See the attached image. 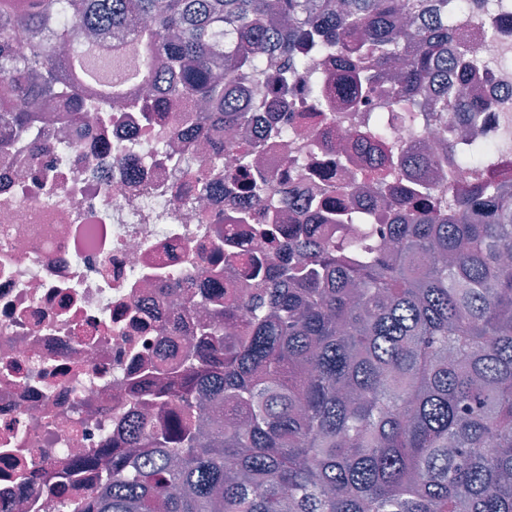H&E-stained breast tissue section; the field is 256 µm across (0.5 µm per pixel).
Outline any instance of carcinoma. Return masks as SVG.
Returning <instances> with one entry per match:
<instances>
[{
	"label": "carcinoma",
	"mask_w": 512,
	"mask_h": 512,
	"mask_svg": "<svg viewBox=\"0 0 512 512\" xmlns=\"http://www.w3.org/2000/svg\"><path fill=\"white\" fill-rule=\"evenodd\" d=\"M488 0H0V153L22 137L52 147L48 127L140 112L147 125L201 103L194 122L224 131L256 112H292L316 57L343 63L327 99L358 103L391 80L401 122L416 126L426 91L443 150L491 104L471 96L489 44L448 45ZM93 46L119 78L106 95L82 80L68 47ZM57 103L61 112L15 107ZM394 220L391 247L368 232L340 240L263 225L245 261L261 286L208 308L163 391L145 378L123 451L97 471L104 492L77 512H512V181L494 176L496 142L466 141L459 188L426 178L418 149L393 165L382 121L358 134ZM186 172L206 190L220 174L253 209L272 206L276 178L254 155Z\"/></svg>",
	"instance_id": "cac0c4a2"
}]
</instances>
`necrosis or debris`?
Listing matches in <instances>:
<instances>
[{"instance_id": "4bbe7bcc", "label": "necrosis or debris", "mask_w": 512, "mask_h": 512, "mask_svg": "<svg viewBox=\"0 0 512 512\" xmlns=\"http://www.w3.org/2000/svg\"><path fill=\"white\" fill-rule=\"evenodd\" d=\"M511 17L512 0H503L466 28L470 43L493 35L488 81L476 89L495 106L478 129L491 140L512 129V29L502 25ZM392 94L391 85H381L364 108L347 113L332 146L322 123L285 142L266 138L275 120L266 112L253 129L224 136L225 163L256 145L268 173L293 166L304 175L291 206L234 225L224 252L255 249L262 224L359 235V224L321 223L308 198L321 189L319 170L345 167L360 122L383 118L399 154L428 142L432 114L421 112L418 127L402 125L388 107ZM212 137L202 129L177 139L129 112L119 123L62 133L60 148L48 155H33L19 141L0 160V512H71L77 490L95 487L94 479L79 478L48 493L44 483L48 473L69 470L74 455L123 432L136 381L148 377L162 387L157 367L178 359L185 338L195 335L205 318L196 306L177 335L166 334L174 307L161 289L179 283L255 294L247 265L228 276L211 255L214 231L235 199L223 179L213 178L203 192L184 175V161L204 164L203 145Z\"/></svg>"}]
</instances>
